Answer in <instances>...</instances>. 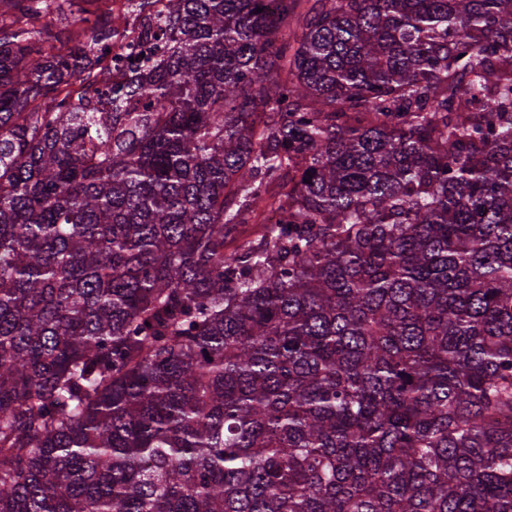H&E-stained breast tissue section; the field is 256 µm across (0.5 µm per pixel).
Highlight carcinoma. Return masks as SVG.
<instances>
[{
    "mask_svg": "<svg viewBox=\"0 0 512 512\" xmlns=\"http://www.w3.org/2000/svg\"><path fill=\"white\" fill-rule=\"evenodd\" d=\"M170 2L0 0V512H512V0ZM151 6L144 12H141L132 4L131 0H99L97 2H87L83 0H72L63 4V9L69 16V21L57 19L56 14L48 15L42 19L43 23H51L56 30H60V41L54 42L53 53H65L80 43L87 41V38L78 36L79 26L73 23V19L78 12L87 8L97 10L101 8L98 14L107 12L104 4L112 3V15H120L125 21L120 32L117 34L112 31V42L108 45L103 54L99 55L100 70H104L112 83L126 82L130 79L129 61L130 58L141 50H154L161 52L163 44L144 42V32L147 27V16L153 17L156 14H166L169 11L168 0H149ZM72 13V14H70Z\"/></svg>",
    "mask_w": 512,
    "mask_h": 512,
    "instance_id": "1",
    "label": "carcinoma"
}]
</instances>
